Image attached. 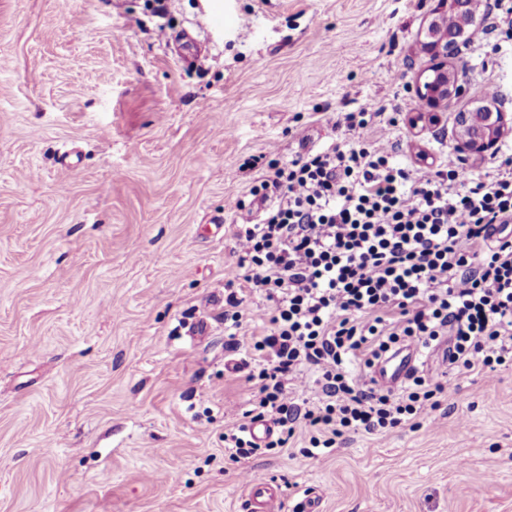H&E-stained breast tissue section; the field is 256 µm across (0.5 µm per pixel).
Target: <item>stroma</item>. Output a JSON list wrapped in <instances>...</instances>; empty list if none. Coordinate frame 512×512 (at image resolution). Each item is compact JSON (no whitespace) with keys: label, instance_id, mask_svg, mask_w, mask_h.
Wrapping results in <instances>:
<instances>
[{"label":"stroma","instance_id":"35a3bbf8","mask_svg":"<svg viewBox=\"0 0 512 512\" xmlns=\"http://www.w3.org/2000/svg\"><path fill=\"white\" fill-rule=\"evenodd\" d=\"M477 4L487 35L448 59L467 93L429 111L436 0H0V512H247L246 473L279 512L310 491L321 512H512V365L414 430L308 458L300 418L285 448L224 452L253 395L231 345L261 329L224 331L249 188L340 139L322 112L396 114L414 165L474 102L512 119V40ZM204 8L221 22L187 69L167 38Z\"/></svg>","mask_w":512,"mask_h":512}]
</instances>
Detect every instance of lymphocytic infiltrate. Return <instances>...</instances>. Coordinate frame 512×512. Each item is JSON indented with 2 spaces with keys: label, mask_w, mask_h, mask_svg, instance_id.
Instances as JSON below:
<instances>
[{
  "label": "lymphocytic infiltrate",
  "mask_w": 512,
  "mask_h": 512,
  "mask_svg": "<svg viewBox=\"0 0 512 512\" xmlns=\"http://www.w3.org/2000/svg\"><path fill=\"white\" fill-rule=\"evenodd\" d=\"M376 118L321 113L344 138L270 165L250 189L268 206L237 227L245 285L225 305L234 327L264 328L245 351L252 407L224 433L233 462L286 447L300 414L319 430L312 446L326 449L349 432L377 435L430 415L450 379L415 371L394 394L371 377L402 347L450 337L461 375L512 363V150L491 173L466 170L452 152L432 168L412 165L376 141ZM251 293L272 312L242 313ZM311 379L324 398L302 411L295 391ZM268 417L282 434L257 443L248 427Z\"/></svg>",
  "instance_id": "1"
}]
</instances>
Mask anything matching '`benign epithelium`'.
Wrapping results in <instances>:
<instances>
[{"instance_id": "7a95c632", "label": "benign epithelium", "mask_w": 512, "mask_h": 512, "mask_svg": "<svg viewBox=\"0 0 512 512\" xmlns=\"http://www.w3.org/2000/svg\"><path fill=\"white\" fill-rule=\"evenodd\" d=\"M474 0H438L436 7L430 12V20L425 30L421 48L424 54L435 59L430 71L441 75L443 85L439 86L430 77L418 81L415 87L416 96L428 106H436L448 101V97L441 96V92H450L451 95H463L464 87L458 80H448V32L443 27V18L448 13L464 14L467 24L462 26L459 33L471 29L476 23V13L473 8ZM462 127L473 129V133H463L458 136L457 150L461 153L477 154L487 151L504 131L505 114L493 111L492 107L477 101L468 111L461 113Z\"/></svg>"}]
</instances>
